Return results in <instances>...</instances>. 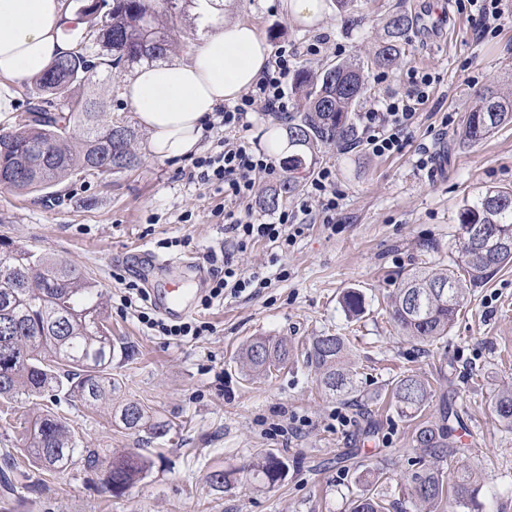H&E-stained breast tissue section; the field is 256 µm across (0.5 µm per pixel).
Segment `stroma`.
<instances>
[{"label": "stroma", "instance_id": "stroma-1", "mask_svg": "<svg viewBox=\"0 0 512 512\" xmlns=\"http://www.w3.org/2000/svg\"><path fill=\"white\" fill-rule=\"evenodd\" d=\"M497 33L476 38V21L463 0H358L356 24L344 23L335 0L314 26L287 15L281 0H229L226 16L253 25L270 47L297 49L300 68L320 71L339 60L366 58L382 33L383 18L403 9L417 23L405 54L390 70L369 68L361 111L403 90L411 70L435 82L417 125L401 153L378 157L365 147L328 146L307 159L311 172L329 167L342 194L339 232L324 228L311 213L303 234L288 249L267 241L238 247L224 228L235 202L223 191L189 179L191 159L159 160L138 130L135 167L108 177L71 175L36 193L0 187V240L72 263L102 292L112 337L128 354L112 360L121 399L132 400L172 423L170 434L119 428L111 405L86 408L66 399L36 396L0 402V462L18 469L0 479V512H349L351 502L370 493L390 502V512H410L401 492L421 449L414 428L439 420L450 409L453 436L448 474L468 468L482 477L480 512H512V430L495 419L491 404L512 384V265L475 289L447 338L432 345L408 341L391 323L385 298L415 269L450 267L457 255L459 214L491 186H512V125L465 144L456 131L464 112L488 87L512 91V0ZM319 55L306 48L316 40ZM133 66L102 72L84 94L102 117L135 124L122 97ZM287 123L255 114L245 138L277 165L257 181L253 212L273 221L266 194L287 174L282 153L270 139H284ZM432 146V167L418 165L420 145ZM228 252L247 272L267 276L261 288L225 293L223 302L190 297L191 316L206 323L197 337L180 339L149 328L140 312L151 302L125 306L130 287L164 288L202 279L216 271L208 256ZM193 258L194 267L182 266ZM354 288L365 298L359 321L346 315L340 299ZM337 334L350 342L357 371V396L326 390L305 352L312 337ZM255 336L288 340V367L251 381L235 361ZM418 373L433 388L417 416L398 413L391 388ZM54 413L74 429L79 447L140 448L152 456L149 474L125 494L112 496L99 471L76 465L65 470L29 468L22 435L37 417ZM275 452L288 461L286 478L264 486L251 462ZM233 470L230 488L211 486L212 472ZM380 470L386 481L366 484Z\"/></svg>", "mask_w": 512, "mask_h": 512}]
</instances>
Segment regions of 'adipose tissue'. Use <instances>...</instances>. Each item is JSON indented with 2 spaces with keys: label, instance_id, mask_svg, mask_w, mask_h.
Wrapping results in <instances>:
<instances>
[{
  "label": "adipose tissue",
  "instance_id": "1",
  "mask_svg": "<svg viewBox=\"0 0 512 512\" xmlns=\"http://www.w3.org/2000/svg\"><path fill=\"white\" fill-rule=\"evenodd\" d=\"M196 15L205 34L191 57L140 66L124 91L161 160L199 151L216 108L251 87L271 57L252 25L225 18L224 0H196ZM85 33L65 0H0V122L14 112L12 85L78 50Z\"/></svg>",
  "mask_w": 512,
  "mask_h": 512
}]
</instances>
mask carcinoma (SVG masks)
<instances>
[{
  "instance_id": "carcinoma-1",
  "label": "carcinoma",
  "mask_w": 512,
  "mask_h": 512,
  "mask_svg": "<svg viewBox=\"0 0 512 512\" xmlns=\"http://www.w3.org/2000/svg\"><path fill=\"white\" fill-rule=\"evenodd\" d=\"M88 26L85 45L58 58L31 88L24 114L15 129L0 134V185L25 192H43L76 173L110 175L132 167L135 130L122 121L100 119L92 103L72 96L76 85H89L102 69L152 61L175 51L154 0H103L104 18L86 9L89 0H74ZM413 16L399 11L385 21L383 35L366 63L336 62L318 74L300 71L292 92L296 111L288 115V178L271 193L266 205L275 208L283 195H292L308 172L306 154L322 145L343 147L356 137L354 114L366 94L365 66L390 69L404 52ZM512 124V93L487 89L464 113L459 139L476 143L498 128ZM462 230L455 267L438 272L412 271L389 294V315L407 338L431 345L448 336L474 289L512 263V249L493 245L480 249L472 241L476 227L493 228L498 240L512 244V188L490 187L459 215ZM447 284L424 292L420 309L411 306L417 287ZM342 306L351 318L363 314V295L347 290ZM105 303L95 285L64 259L37 255L10 241H0V399L38 396L46 391L63 394L72 402L92 407L112 402L119 382L112 378L116 345L104 324ZM347 338L321 334L312 338L307 362L332 392H359L347 362ZM293 351L284 339L256 336L238 352L237 363L252 379L288 366ZM398 411L410 416L422 410L431 396L430 385L417 374L400 378L391 390ZM497 420L512 426V387L492 402ZM114 418L125 430H144L155 438L170 432L168 423L153 418L140 403L117 406ZM449 412L440 425L421 423L412 435L414 447L436 460L418 462L404 478L409 501L420 512H436L445 490L451 512H476L479 477L467 472L448 485L440 463L448 457ZM25 452L36 467L67 469L80 462L88 469L108 466L104 480L114 496L145 477L153 461L135 451L105 454L96 448H78L69 424L54 414L35 419L27 430ZM258 477L273 486L282 481L288 463L269 452L256 463ZM382 502L364 495L351 503V512H384Z\"/></svg>"
}]
</instances>
